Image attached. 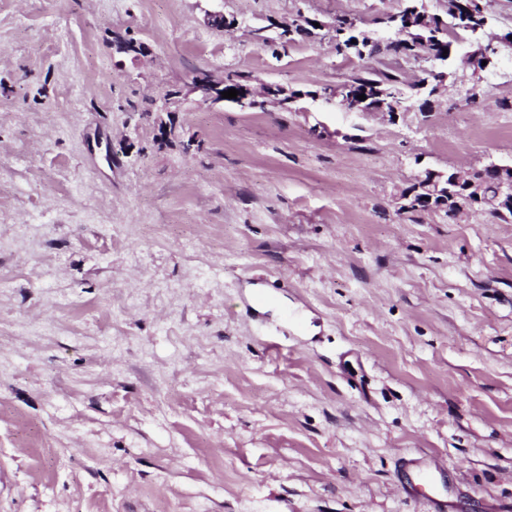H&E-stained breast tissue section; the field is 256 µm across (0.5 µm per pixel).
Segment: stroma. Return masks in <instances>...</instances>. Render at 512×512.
<instances>
[{
	"mask_svg": "<svg viewBox=\"0 0 512 512\" xmlns=\"http://www.w3.org/2000/svg\"><path fill=\"white\" fill-rule=\"evenodd\" d=\"M398 6L0 0V512H431L422 454L448 512H512V220L402 198L512 164V49L427 113L422 58L395 116L323 98L362 66L336 18ZM201 72L320 98L199 105ZM439 473V466L435 463H426L421 459L410 460L407 481L403 487L409 494H412L419 488L434 484Z\"/></svg>",
	"mask_w": 512,
	"mask_h": 512,
	"instance_id": "stroma-1",
	"label": "stroma"
}]
</instances>
